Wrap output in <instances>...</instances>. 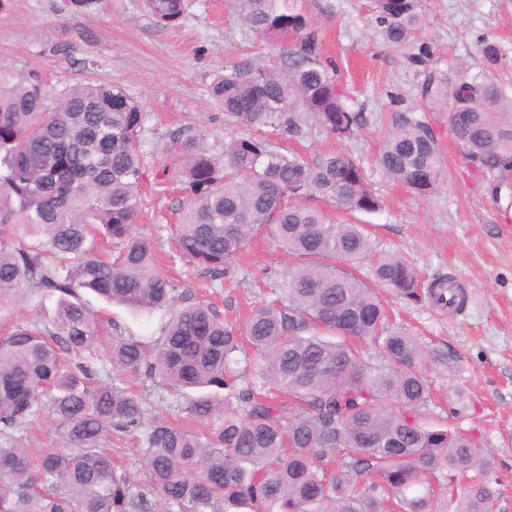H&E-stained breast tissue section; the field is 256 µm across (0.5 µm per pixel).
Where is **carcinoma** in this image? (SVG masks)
<instances>
[{"label":"carcinoma","mask_w":512,"mask_h":512,"mask_svg":"<svg viewBox=\"0 0 512 512\" xmlns=\"http://www.w3.org/2000/svg\"><path fill=\"white\" fill-rule=\"evenodd\" d=\"M231 14L280 48L273 61L236 65L209 93L230 128H271L291 139L313 124L337 139L368 118L346 104L336 70L321 65L315 31L283 0H225ZM384 42L405 47L423 30L419 0H371ZM155 22H179L184 0H147ZM486 66L501 54L480 43ZM50 74L0 76V320L26 297L57 296L46 326L10 324L0 337V512H493L494 461L469 437L420 412L434 353L399 329L377 289L441 308L438 278L422 294L419 272L378 256L370 287L341 267L371 257L360 224L336 221L304 201L319 196L348 213L382 201L360 161L331 152L315 161L270 140L238 135L217 156L179 130L161 155L160 185L187 206L173 235L179 258L223 281L231 263L266 232L299 264L273 301L245 325L253 353L247 383H233L240 337L213 306L176 305V288L156 265L155 241L134 232L147 156L145 112L119 84L88 81L49 94ZM448 112L465 161L493 179L512 170V98L489 74L448 89L421 88ZM384 171L420 196L438 188L443 156L424 123L394 115L379 155ZM172 312L148 344L104 322L81 297ZM373 343L389 366L374 362ZM112 376L100 378L104 363ZM131 380L184 400L194 429L155 420L142 435L139 482L112 461V432L142 428L146 399ZM272 386L291 413L265 399ZM48 411L52 448L27 432ZM480 470L482 478L470 473Z\"/></svg>","instance_id":"carcinoma-1"}]
</instances>
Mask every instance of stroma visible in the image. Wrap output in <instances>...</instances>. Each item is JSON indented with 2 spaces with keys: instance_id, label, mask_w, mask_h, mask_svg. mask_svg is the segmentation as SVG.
Segmentation results:
<instances>
[{
  "instance_id": "35a3bbf8",
  "label": "stroma",
  "mask_w": 512,
  "mask_h": 512,
  "mask_svg": "<svg viewBox=\"0 0 512 512\" xmlns=\"http://www.w3.org/2000/svg\"><path fill=\"white\" fill-rule=\"evenodd\" d=\"M69 0H0V73L18 76L31 67L48 69L54 82L121 84L146 114L142 147L156 150L172 132L203 136L214 153L230 137L224 113L209 86L226 66L253 58L259 40L229 15L224 0H185L179 24L158 26L145 0H100L96 11L70 12ZM320 39L318 60L336 66L348 104L365 112L367 124L351 140L325 137L308 129L303 152L308 159L342 150L360 158L384 206L374 213L344 214L333 200L314 197L309 206L336 219L365 225L375 251L397 255L419 270L424 281L451 275L463 284L465 307L448 312L428 301L410 302L391 293L381 298L396 321L418 337L437 358L426 369L429 410L449 427L471 434L493 456V476L501 495L495 512H512V218L480 173L466 167L450 131L449 116L432 112L420 94L427 78L453 83L457 62L470 74L485 63L477 42L497 43L502 59L493 71L512 97V0H421L426 17L424 41L437 59L427 68L408 60L409 52L384 43L370 0H286ZM54 44L68 54L52 56ZM95 61L87 69L85 61ZM405 112L434 132L444 158L439 190L423 198L391 180L376 162L391 118ZM144 206L136 232L155 238L165 257L180 303H214L226 323L243 330L252 308L298 261L267 234L256 235L234 263L223 285L177 259L169 227L186 204L175 189L157 192L143 186ZM90 309L114 320L127 334L160 339L170 314L136 311L84 293Z\"/></svg>"
}]
</instances>
